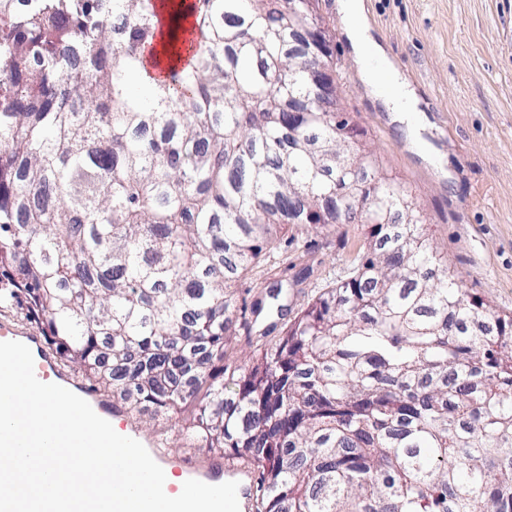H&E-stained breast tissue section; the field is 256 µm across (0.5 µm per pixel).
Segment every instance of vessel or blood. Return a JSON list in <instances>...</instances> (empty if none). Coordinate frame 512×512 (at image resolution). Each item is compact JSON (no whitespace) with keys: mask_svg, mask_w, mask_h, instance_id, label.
Masks as SVG:
<instances>
[{"mask_svg":"<svg viewBox=\"0 0 512 512\" xmlns=\"http://www.w3.org/2000/svg\"><path fill=\"white\" fill-rule=\"evenodd\" d=\"M22 341L34 357L36 377L45 383H55L71 389L73 393L86 400L93 410L103 419L109 421L121 435H129L130 430L124 417V407L120 401L106 400L90 390L86 385L72 383L62 372L57 356L48 350L41 336L35 333L21 334L13 326L0 324V342ZM181 476L185 479H196L212 485L227 482L233 466L225 464L223 458L207 457L196 462H180L178 465Z\"/></svg>","mask_w":512,"mask_h":512,"instance_id":"obj_1","label":"vessel or blood"}]
</instances>
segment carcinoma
Listing matches in <instances>:
<instances>
[{
  "mask_svg": "<svg viewBox=\"0 0 512 512\" xmlns=\"http://www.w3.org/2000/svg\"><path fill=\"white\" fill-rule=\"evenodd\" d=\"M314 2L195 0L145 106L152 0H0V265L86 381L252 465L256 512H512V315L462 290L311 84ZM361 206L347 277L225 365L263 311L231 283L279 229Z\"/></svg>",
  "mask_w": 512,
  "mask_h": 512,
  "instance_id": "carcinoma-1",
  "label": "carcinoma"
}]
</instances>
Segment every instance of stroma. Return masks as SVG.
Returning <instances> with one entry per match:
<instances>
[{
	"instance_id": "stroma-1",
	"label": "stroma",
	"mask_w": 512,
	"mask_h": 512,
	"mask_svg": "<svg viewBox=\"0 0 512 512\" xmlns=\"http://www.w3.org/2000/svg\"><path fill=\"white\" fill-rule=\"evenodd\" d=\"M365 19L401 79L412 91L420 122L411 143L364 82L345 32L338 0H318L330 35L332 77L340 90L338 117L373 146L406 187L428 222L431 245L451 266L461 288L501 313H512V0H364ZM362 224L317 233L289 226L267 261L233 284L236 303L262 300L252 330H239L226 362L257 355L254 334L278 306L295 308L344 278L367 243ZM306 261H298L300 248ZM312 265L303 276L304 265ZM40 332L28 296L0 268V321ZM130 428L170 447L172 456L200 455L175 447L177 418L126 414Z\"/></svg>"
}]
</instances>
